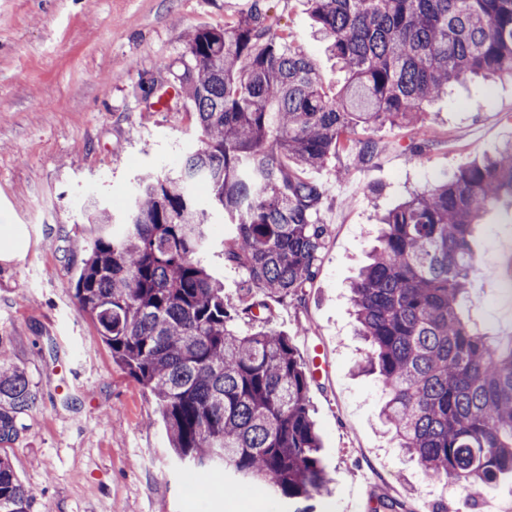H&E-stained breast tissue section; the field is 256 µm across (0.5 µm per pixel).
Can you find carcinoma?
<instances>
[{
  "label": "carcinoma",
  "mask_w": 512,
  "mask_h": 512,
  "mask_svg": "<svg viewBox=\"0 0 512 512\" xmlns=\"http://www.w3.org/2000/svg\"><path fill=\"white\" fill-rule=\"evenodd\" d=\"M344 73L336 93L266 11L188 35L180 78L198 147L177 176L139 184L124 229L85 248L74 284L113 361L158 401L177 459L221 467L289 501L327 490L307 371L259 296L301 297L317 274L323 187L306 177L343 153L361 166L376 128L424 127L425 105L468 78L512 79V0H306ZM235 223L224 259L245 274L238 303L200 260L208 213ZM512 200V142L389 210L351 286L365 360L385 396L380 418L436 480L488 491L512 475V334L465 316L474 233ZM37 401L26 372L0 360V441ZM32 491L0 455V512H30Z\"/></svg>",
  "instance_id": "carcinoma-1"
}]
</instances>
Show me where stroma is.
<instances>
[{
  "label": "stroma",
  "mask_w": 512,
  "mask_h": 512,
  "mask_svg": "<svg viewBox=\"0 0 512 512\" xmlns=\"http://www.w3.org/2000/svg\"><path fill=\"white\" fill-rule=\"evenodd\" d=\"M258 4L338 91L343 77L305 0H0V203L28 242L0 260V354L25 370L37 395L0 453L32 491L31 512H280L262 484L242 482L228 495L220 477L204 480L176 463L155 398L113 362L72 290L101 232L91 209L121 232L140 178L176 172L197 145L194 106L177 91L187 33L223 27ZM429 112L432 144L422 155L408 150L416 130L383 127L375 137L384 150L371 164L342 155L309 171L326 194L317 276L301 298L268 300L271 328L288 334L302 360L318 345L326 357L309 391L331 479L315 512H383V499L396 512H433L441 501L422 494L429 477L381 425L375 376L356 369L367 346L349 286L380 212L512 140V81L452 86ZM232 233L213 214L203 260L235 302L244 275L224 259ZM474 246L471 316L511 332L512 302L496 287L512 275V202L488 209Z\"/></svg>",
  "instance_id": "obj_1"
}]
</instances>
